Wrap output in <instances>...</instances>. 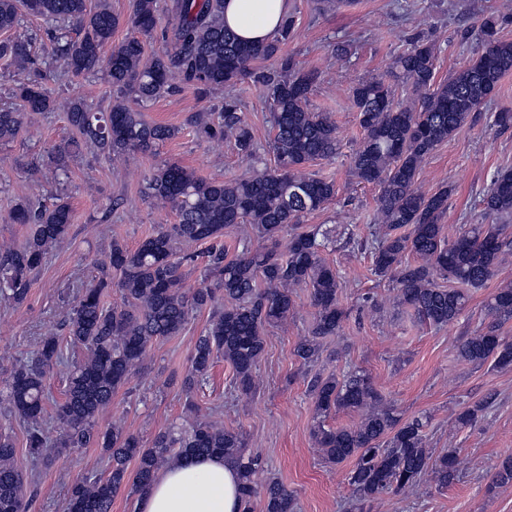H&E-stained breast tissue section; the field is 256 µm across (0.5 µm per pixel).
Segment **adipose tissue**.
Segmentation results:
<instances>
[{
	"label": "adipose tissue",
	"mask_w": 512,
	"mask_h": 512,
	"mask_svg": "<svg viewBox=\"0 0 512 512\" xmlns=\"http://www.w3.org/2000/svg\"><path fill=\"white\" fill-rule=\"evenodd\" d=\"M289 9V0H224V23L243 40L267 42ZM238 485L231 460L188 457L156 476L139 512H238Z\"/></svg>",
	"instance_id": "obj_1"
}]
</instances>
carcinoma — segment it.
Returning a JSON list of instances; mask_svg holds the SVG:
<instances>
[{"instance_id": "obj_1", "label": "carcinoma", "mask_w": 512, "mask_h": 512, "mask_svg": "<svg viewBox=\"0 0 512 512\" xmlns=\"http://www.w3.org/2000/svg\"><path fill=\"white\" fill-rule=\"evenodd\" d=\"M25 12L54 26L53 62L74 75L103 67L116 93L133 94L142 103L172 92L178 82L205 96L249 78L271 100L268 148L275 161L273 168L231 181L201 179L178 163H165L148 175L147 197L166 203L177 222L160 225L134 249L114 240L106 258L95 262L97 280L82 290L64 323L66 339L86 349L87 355L65 375V398L55 412L56 438L49 436L42 420L47 380L62 361L60 338L47 334L34 357L12 369L8 409L27 426L29 453L39 457L49 447L79 448L91 442L105 449L108 471L77 481L66 512H112V500L121 489L143 496L162 466L213 454L236 462L242 512H296L293 494L279 481L259 479L263 466L259 458L245 455L243 434L199 414L191 400L186 411L192 421L178 432L159 431L147 446L120 427L96 428L98 414L142 368L154 342L179 335L195 311L207 309L210 318L194 344L182 382L188 395L207 384L220 354L233 369V389L242 395L254 393L265 332L287 320L295 288L308 289L315 309L311 332L297 344L296 356L312 363L319 358L323 340L339 335L347 318L339 301L341 276L323 256L336 242L333 230L300 223L336 193L333 182L300 172L308 162L336 156V124L328 113L310 108L315 73L298 68L290 56L280 57L275 67L262 65L291 38L294 17H287L273 40L249 43L224 28V0H172L164 31L169 48L149 57L137 37L112 46L118 18L104 3L94 7L91 0H0V32L19 27ZM131 23L142 35H150L158 24L157 0H132ZM500 27L497 15H481L483 51L438 85L437 48L428 41L413 42L391 66L394 80L414 96L406 103L395 100V86L381 78L362 80L352 88L363 132L351 158L352 173L358 182L379 187L372 271L392 281L397 308L437 327L453 323L469 301V290L484 287L512 255V170L494 174L483 193L484 213L494 222L464 224L448 239L441 219L448 210L449 190L428 196L416 187L425 158L475 119L479 106L512 71V40L500 35ZM107 47L111 53L105 60ZM0 59L29 71L13 88L20 108L0 109V142L6 143L24 129L27 115L51 111L54 101L44 87L43 73L34 67L30 38L0 39ZM66 117L79 137L51 152L55 167L63 172L76 153L109 158L148 153L178 133L176 127L145 122L141 113L120 102L101 110L74 99L66 104ZM187 122L199 138L225 140L253 166L262 164L235 100H225L222 112L212 117L192 115ZM11 219L28 225L29 232L19 246L0 249V297L21 305L33 273L68 238L72 210L62 201L38 208L21 201ZM239 224L254 225L262 244L252 247L247 235L239 241L241 250L230 257L224 235ZM285 235L288 250L282 256L277 248ZM198 242L209 244L205 272L213 286L186 291L182 267L194 261V255H180L177 247ZM442 280L448 285L440 284ZM109 288L120 294V303L110 307L104 303ZM484 311L489 323L460 340L458 358L476 367L490 361L496 368H511L512 338L501 335L500 329L512 320V285L492 292ZM308 387L316 415L311 435L322 457L330 464L353 460L349 484L355 512H365L383 495L416 487L427 476L441 488L457 478V453L434 455L427 446L425 421L402 419L366 374L355 371L340 379L315 375ZM341 410L362 412L360 423L325 424L331 413ZM15 453L12 438L0 434V512H28L25 480L13 464ZM493 483L512 485L511 456L498 466Z\"/></svg>"}]
</instances>
